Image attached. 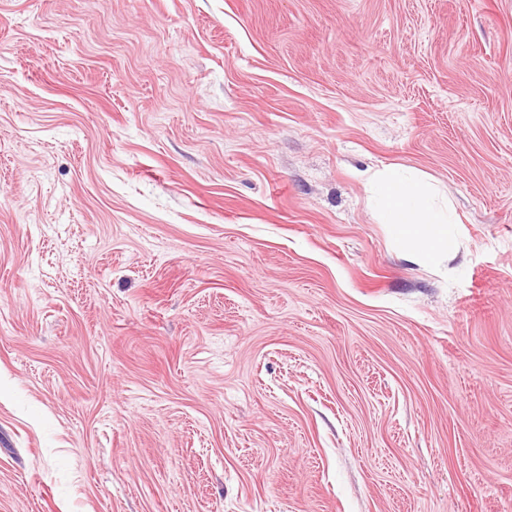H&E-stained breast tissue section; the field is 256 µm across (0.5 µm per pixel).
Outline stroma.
Segmentation results:
<instances>
[{
	"instance_id": "stroma-1",
	"label": "stroma",
	"mask_w": 512,
	"mask_h": 512,
	"mask_svg": "<svg viewBox=\"0 0 512 512\" xmlns=\"http://www.w3.org/2000/svg\"><path fill=\"white\" fill-rule=\"evenodd\" d=\"M0 512H512V0H0ZM379 223L389 224L395 237L410 246L412 256L424 261L454 253L448 225L457 224L448 200L438 204L435 189L424 178L408 169L386 166L368 182Z\"/></svg>"
}]
</instances>
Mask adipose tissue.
<instances>
[{
	"mask_svg": "<svg viewBox=\"0 0 512 512\" xmlns=\"http://www.w3.org/2000/svg\"><path fill=\"white\" fill-rule=\"evenodd\" d=\"M368 190L379 223L389 225L395 237L409 245L412 256L430 262L454 255L448 235L454 222L451 208L436 202L435 190L424 178L387 166L371 176Z\"/></svg>",
	"mask_w": 512,
	"mask_h": 512,
	"instance_id": "adipose-tissue-1",
	"label": "adipose tissue"
}]
</instances>
